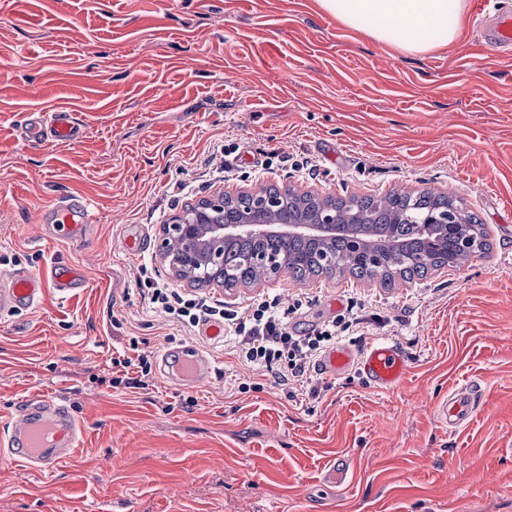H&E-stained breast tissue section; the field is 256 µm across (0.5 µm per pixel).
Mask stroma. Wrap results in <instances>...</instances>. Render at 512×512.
<instances>
[{
  "label": "stroma",
  "mask_w": 512,
  "mask_h": 512,
  "mask_svg": "<svg viewBox=\"0 0 512 512\" xmlns=\"http://www.w3.org/2000/svg\"><path fill=\"white\" fill-rule=\"evenodd\" d=\"M481 2L467 0L452 46L411 56L318 0H0V268L59 259L90 283L0 320V426L42 393L87 426L60 470L0 461V512H512V56L480 51ZM59 108L83 139L19 141L21 114ZM261 185L441 190L479 216L491 251L395 288L283 275L227 289L157 260L172 214ZM61 196L91 204L83 240H44L38 212ZM131 224L144 253L123 248ZM148 261L180 294L239 310L266 294L303 299L300 336L361 302L367 324L346 341H395L411 369L389 392L351 373L315 396L219 342L199 389L156 369L147 388L113 384L130 343L155 362L198 340L143 300ZM466 384L481 399L448 431L434 407Z\"/></svg>",
  "instance_id": "35a3bbf8"
}]
</instances>
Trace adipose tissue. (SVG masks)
Returning a JSON list of instances; mask_svg holds the SVG:
<instances>
[{"mask_svg":"<svg viewBox=\"0 0 512 512\" xmlns=\"http://www.w3.org/2000/svg\"><path fill=\"white\" fill-rule=\"evenodd\" d=\"M348 28L366 32L404 54H426L453 45L466 0H319Z\"/></svg>","mask_w":512,"mask_h":512,"instance_id":"obj_1","label":"adipose tissue"}]
</instances>
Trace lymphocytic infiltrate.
I'll return each mask as SVG.
<instances>
[{
	"label": "lymphocytic infiltrate",
	"instance_id": "1",
	"mask_svg": "<svg viewBox=\"0 0 512 512\" xmlns=\"http://www.w3.org/2000/svg\"><path fill=\"white\" fill-rule=\"evenodd\" d=\"M137 283L153 312L189 327L204 320L223 323L239 359L274 372L284 383H312L310 367L315 359L360 323L357 313L350 309L306 335L296 336L290 333L289 324L301 309L302 299L286 304L274 296L262 298L239 312L202 294L183 297L156 280L147 264L142 265Z\"/></svg>",
	"mask_w": 512,
	"mask_h": 512
}]
</instances>
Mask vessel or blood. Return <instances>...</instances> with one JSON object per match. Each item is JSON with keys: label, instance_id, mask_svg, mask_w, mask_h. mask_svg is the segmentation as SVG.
Wrapping results in <instances>:
<instances>
[{"label": "vessel or blood", "instance_id": "1", "mask_svg": "<svg viewBox=\"0 0 512 512\" xmlns=\"http://www.w3.org/2000/svg\"><path fill=\"white\" fill-rule=\"evenodd\" d=\"M489 46L499 51L512 50V11L500 8L479 20ZM19 128L29 146L45 141L75 143L82 136V126L72 112L60 109L48 114L23 115ZM40 223L51 224V241L63 244L78 240L94 222L88 203L61 197L48 212L39 217ZM83 269L66 261L52 262L42 272L13 268L0 272V314H10L35 306L45 288L51 287L61 297L88 288ZM319 371L340 376L355 371L378 391H390L399 386L410 369L406 351L391 340H374L361 347L336 345L317 362ZM160 371L165 379L185 389H195L206 383L213 373V358L202 346L190 344L161 356ZM475 411L473 386L466 385L448 398L439 401L435 413L439 423L449 430L463 427ZM84 423L68 406L65 399L41 395L25 400L20 409L0 426V458L20 463L28 468L49 472L73 458L83 445Z\"/></svg>", "mask_w": 512, "mask_h": 512}]
</instances>
